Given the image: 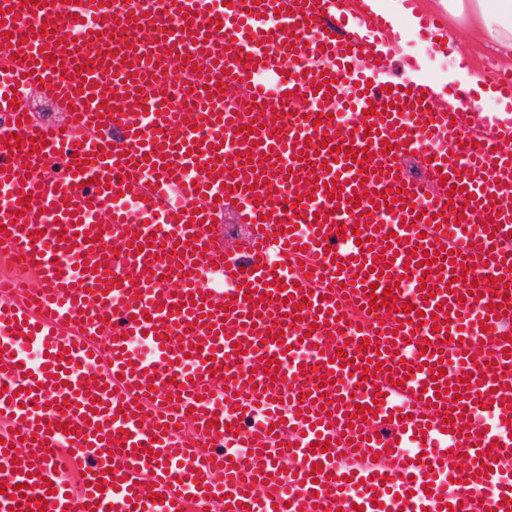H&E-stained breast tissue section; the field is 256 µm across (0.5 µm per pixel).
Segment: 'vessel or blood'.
<instances>
[{
  "mask_svg": "<svg viewBox=\"0 0 512 512\" xmlns=\"http://www.w3.org/2000/svg\"><path fill=\"white\" fill-rule=\"evenodd\" d=\"M336 4L0 0V249L33 275L0 285V512H512V122L384 84ZM224 74L238 111L209 96ZM178 80L190 110L167 104ZM232 203L247 232L228 251L211 227ZM376 288L422 310L420 331L373 308Z\"/></svg>",
  "mask_w": 512,
  "mask_h": 512,
  "instance_id": "b4317fda",
  "label": "vessel or blood"
}]
</instances>
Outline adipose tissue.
<instances>
[{"mask_svg": "<svg viewBox=\"0 0 512 512\" xmlns=\"http://www.w3.org/2000/svg\"><path fill=\"white\" fill-rule=\"evenodd\" d=\"M450 17L470 29L496 53L512 60V0H441Z\"/></svg>", "mask_w": 512, "mask_h": 512, "instance_id": "obj_1", "label": "adipose tissue"}]
</instances>
